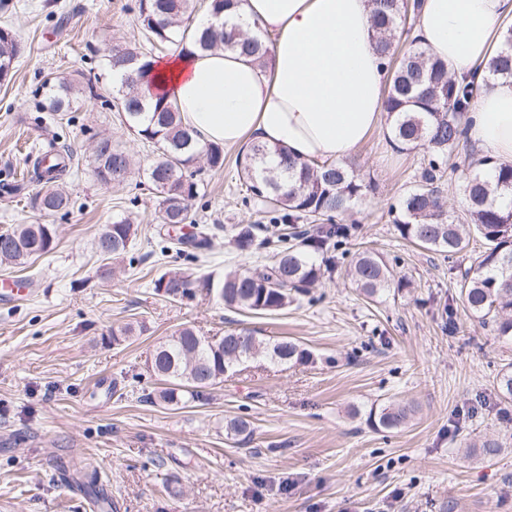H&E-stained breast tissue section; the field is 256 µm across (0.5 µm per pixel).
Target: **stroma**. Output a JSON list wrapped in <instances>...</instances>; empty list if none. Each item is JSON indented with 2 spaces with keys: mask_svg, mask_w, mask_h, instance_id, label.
<instances>
[{
  "mask_svg": "<svg viewBox=\"0 0 512 512\" xmlns=\"http://www.w3.org/2000/svg\"><path fill=\"white\" fill-rule=\"evenodd\" d=\"M0 27L24 51L10 83H0V230L37 224L39 186L28 155L56 141L78 161L67 177L68 213L50 216L53 249L0 278L30 283L21 301L0 302V512H91L87 497L58 477L82 465L107 475L115 512H512V403L496 394L512 342L495 336L464 307L459 284L473 252L448 258L402 239L390 211L420 178L424 153L395 152L373 133L353 155L367 190L344 216L356 238L336 255V270L288 308L243 313L196 295L171 299L153 282L163 272L222 277L268 259L239 253L231 229L258 224L244 204L240 152L202 170L193 202L212 244L193 260H156L165 228L146 181L155 154L100 99L112 89L105 54L115 39L144 38L138 0H10ZM93 83L98 99L79 97L71 122L45 108L47 80ZM111 136L132 159L120 186L106 187L89 163L91 137ZM25 180L23 195L8 184ZM129 219L137 230L123 258L105 264L95 242L104 225ZM359 248L380 253L412 286L367 299L346 274ZM128 323L143 333L113 344ZM190 325L200 335L245 329L274 343L290 340L308 360L248 361L240 372L185 407L146 402L161 389L147 360L160 342ZM411 411L398 429L376 431L372 407ZM246 416L247 439L225 424ZM498 440L500 453L469 451Z\"/></svg>",
  "mask_w": 512,
  "mask_h": 512,
  "instance_id": "obj_1",
  "label": "stroma"
}]
</instances>
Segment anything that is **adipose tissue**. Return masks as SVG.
Wrapping results in <instances>:
<instances>
[{
    "mask_svg": "<svg viewBox=\"0 0 512 512\" xmlns=\"http://www.w3.org/2000/svg\"><path fill=\"white\" fill-rule=\"evenodd\" d=\"M371 0H236L231 16L268 43L266 62L185 41L153 61L143 96L174 103L199 144L260 143L301 160L350 157L387 130V71L372 36ZM512 0H421L417 39L449 75L482 74ZM466 139L512 164V79L492 82L467 114Z\"/></svg>",
    "mask_w": 512,
    "mask_h": 512,
    "instance_id": "ef3b65f1",
    "label": "adipose tissue"
}]
</instances>
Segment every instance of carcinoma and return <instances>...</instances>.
<instances>
[{"label":"carcinoma","instance_id":"1","mask_svg":"<svg viewBox=\"0 0 512 512\" xmlns=\"http://www.w3.org/2000/svg\"><path fill=\"white\" fill-rule=\"evenodd\" d=\"M374 39L388 71L385 111L392 119L393 141L408 149H422L427 164L421 183L411 188L399 202L396 219L400 237L426 250L452 257L468 248L476 234L484 250L460 283L465 308L495 335L512 340V165L498 164L488 157L470 163L474 168L462 184L467 204L465 218L451 212L441 195L438 182L453 177L458 169L453 152L464 141V119L471 100L481 85L477 77L465 75L448 80L443 61L429 56L416 42L394 57L391 33L406 24L419 4L408 0H372ZM195 0H139L138 14L149 40L158 44L192 39L203 50L240 49L259 58L267 47L258 38L240 39V23L226 19L214 29L195 24ZM22 52L15 33L0 27V83L12 77L14 64ZM106 64L112 77L111 98L104 105L125 115L126 123L146 142L153 144L157 158L147 173L152 189L161 197L160 221L163 224H193L191 202L199 195L197 161L203 159L211 170L224 167V149L218 144L201 147L182 126L178 108L158 98L152 102L139 91L150 62L139 47L121 40L107 49ZM487 76L512 78V29L502 41L500 51L486 64ZM49 109L68 115L78 90L62 79L48 85ZM284 157L280 170L269 165L271 155ZM73 156L44 155L36 164L34 178L43 183L33 198V207L44 216L67 211L71 199L64 188L72 168ZM96 180L106 185L124 184L130 174L128 154L112 144V137L100 138L91 152ZM241 175L250 195L245 202H260L273 224L307 223L280 245L266 262L243 270H230L218 280L205 276L192 282L184 272L168 271L154 281V290L167 297H190L192 285L213 292L224 305L242 312L271 314L284 310L298 294H306L335 267L333 252L351 243L353 227L335 223L362 201L365 186L355 174L352 162L301 161L285 157L279 147L254 144ZM253 224H238L233 242L242 253L252 251ZM136 228L125 220L105 225L97 239V251L105 259H117L127 252ZM55 239L51 224H15L0 231V264L23 267L32 259L52 250ZM177 253L194 257L210 248L207 233L199 231L177 240ZM350 275L368 298L396 288L409 287L403 277H395L383 258L363 250L351 263ZM220 349L210 338L192 327L177 330L153 352L149 370L169 382L159 394L167 405L201 400L205 391L232 375L247 361L264 356L286 364L306 357L298 344L282 340L266 343L248 333L224 334ZM498 395L512 401V363L498 374ZM410 409L400 404L382 405L370 411L368 421L376 431L404 424ZM227 433L244 439L251 434L250 421L239 416L227 423ZM74 482L86 489L100 512H109L112 502L99 489L98 478L85 481L80 471Z\"/></svg>","mask_w":512,"mask_h":512}]
</instances>
